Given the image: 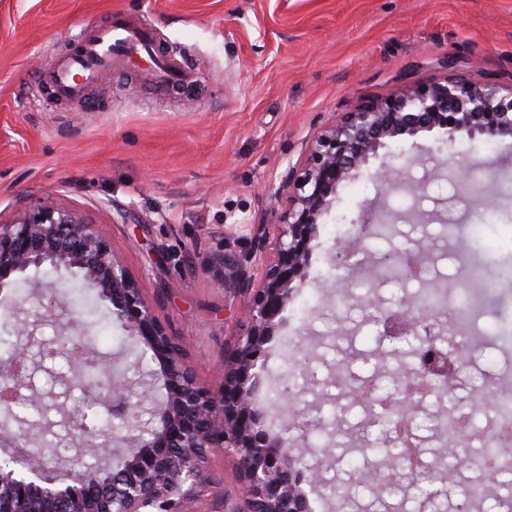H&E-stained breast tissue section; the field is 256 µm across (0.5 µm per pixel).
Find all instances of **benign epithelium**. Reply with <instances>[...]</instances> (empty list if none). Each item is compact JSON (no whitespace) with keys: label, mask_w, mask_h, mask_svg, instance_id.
I'll use <instances>...</instances> for the list:
<instances>
[{"label":"benign epithelium","mask_w":512,"mask_h":512,"mask_svg":"<svg viewBox=\"0 0 512 512\" xmlns=\"http://www.w3.org/2000/svg\"><path fill=\"white\" fill-rule=\"evenodd\" d=\"M434 130L450 142L458 134L512 138V83L452 73L442 80L412 82L393 96L354 105L314 135L303 156L282 176L270 221L260 224L251 256L245 261L225 254L207 259L224 288L246 299L245 320L231 350L234 368L217 387L197 377L186 346L170 335L138 280L91 219L43 200L11 223L0 224V292L10 290L32 267L48 265L64 276L81 277L112 306V316L155 364L150 381L164 390L163 398L150 404V418L140 434L114 433L102 439L103 460L95 474L78 470L81 454L72 456V483L66 485L54 469L43 468L32 479L21 474L40 451L33 447V424L16 421L12 435L0 443V512H147L149 507L171 505L196 486L208 448H222L236 460L247 495L246 512H310L299 462L288 457V440L266 429L268 408L248 402L251 370L295 292L305 284L319 220L336 201L339 188L387 141ZM453 171L466 188L485 176L464 164L454 165ZM373 177L384 188L402 187L412 195L421 190L403 166L383 165ZM357 255L338 252L336 268L360 269L363 260ZM43 294L48 303L36 320L20 318L17 306L3 317L14 320L16 335L26 337L28 344L37 342L40 321L57 323L60 332L46 351L69 357L79 378L89 363L80 338L70 333L72 317L52 298L51 286ZM437 322L438 314L432 311L416 316L384 311L378 319L380 341L410 336L417 324L426 323L423 340L431 343ZM429 349L419 380L412 381V373H407L397 393L385 399L386 405L410 404L427 386L445 389L438 379L448 376L450 356L433 345ZM92 367L103 390L93 402L103 401L124 427H132L139 421L137 405L130 399L135 382L111 376L103 363ZM0 391L5 410L22 401H42L33 388L26 353H16L9 366L0 368Z\"/></svg>","instance_id":"obj_1"}]
</instances>
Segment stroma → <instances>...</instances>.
I'll return each instance as SVG.
<instances>
[{
  "label": "stroma",
  "mask_w": 512,
  "mask_h": 512,
  "mask_svg": "<svg viewBox=\"0 0 512 512\" xmlns=\"http://www.w3.org/2000/svg\"><path fill=\"white\" fill-rule=\"evenodd\" d=\"M150 16L157 41L186 63L188 88L155 90L139 75L117 71L90 90L94 107L58 100L44 84L49 66L74 45L78 21ZM458 74L512 82V0H0V222L31 201L50 200L97 224L170 333L190 352L198 376L217 386L232 367V346L245 317L241 297L209 270L208 255H248L274 201L281 176L314 134L360 100L386 97L408 81ZM439 147L438 132L390 140L357 177L340 188L320 220L307 281L283 314L254 370V404L300 409L304 429L284 430L299 460L312 512H337L336 489H347L357 512H375L380 469L343 448L390 447L392 433L368 427L367 410L337 381L341 368L392 393L395 364L379 343L380 311L413 304L417 283L363 278L338 296L334 256L367 210L399 216L393 240L366 237V264L409 249L410 216L450 213L460 231L444 236L428 224L424 268L447 282L465 281L482 298L476 323L485 337L469 361H458L453 394L487 411L489 387L512 388V139H457L453 154L494 171L478 188L498 212L480 224L471 197L447 170L427 162L408 174L423 182L419 196L383 192L372 172L404 164L418 146ZM59 303L74 315L73 332L91 337L88 355L122 368L132 380L151 364L113 318L96 290L71 278ZM33 384L61 403L87 393L67 357L28 351ZM291 401L280 402L284 390ZM412 433L423 452L424 488L409 512H441L457 474L436 466L429 415L434 394L419 403ZM236 464L222 450L206 454L196 489L170 512H243Z\"/></svg>",
  "instance_id": "stroma-1"
}]
</instances>
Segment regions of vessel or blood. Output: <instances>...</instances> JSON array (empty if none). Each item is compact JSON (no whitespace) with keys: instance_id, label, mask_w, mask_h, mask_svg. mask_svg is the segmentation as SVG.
Listing matches in <instances>:
<instances>
[{"instance_id":"vessel-or-blood-1","label":"vessel or blood","mask_w":512,"mask_h":512,"mask_svg":"<svg viewBox=\"0 0 512 512\" xmlns=\"http://www.w3.org/2000/svg\"><path fill=\"white\" fill-rule=\"evenodd\" d=\"M137 57L147 61L148 71L159 83L173 85L180 81L177 63L160 51L151 24L145 20L131 24L122 19L81 35L78 49L52 68L50 80L59 96L72 97L81 85L95 83L113 64Z\"/></svg>"}]
</instances>
